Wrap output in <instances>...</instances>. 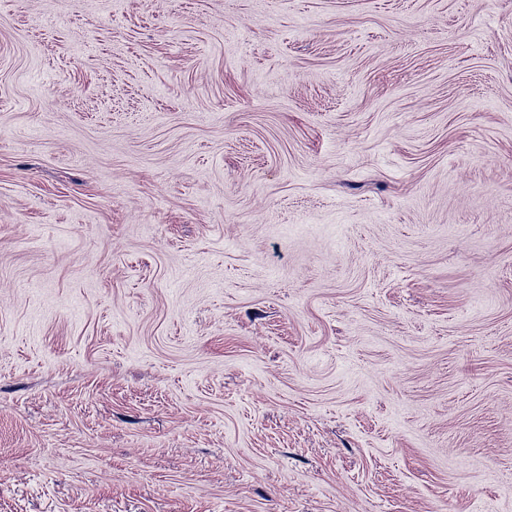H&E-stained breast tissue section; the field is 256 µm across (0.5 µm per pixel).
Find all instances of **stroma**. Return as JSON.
I'll list each match as a JSON object with an SVG mask.
<instances>
[{"label":"stroma","instance_id":"35a3bbf8","mask_svg":"<svg viewBox=\"0 0 512 512\" xmlns=\"http://www.w3.org/2000/svg\"><path fill=\"white\" fill-rule=\"evenodd\" d=\"M0 512H512V0H0Z\"/></svg>","mask_w":512,"mask_h":512}]
</instances>
